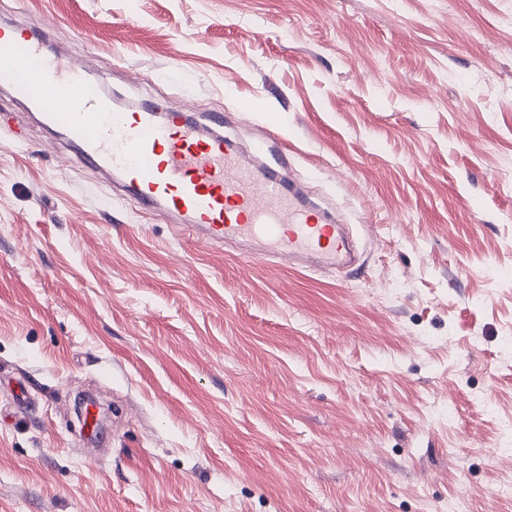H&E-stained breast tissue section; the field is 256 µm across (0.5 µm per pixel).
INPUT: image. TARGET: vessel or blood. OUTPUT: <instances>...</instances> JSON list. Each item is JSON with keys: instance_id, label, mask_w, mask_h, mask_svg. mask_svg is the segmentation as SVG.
Masks as SVG:
<instances>
[{"instance_id": "obj_1", "label": "vessel or blood", "mask_w": 512, "mask_h": 512, "mask_svg": "<svg viewBox=\"0 0 512 512\" xmlns=\"http://www.w3.org/2000/svg\"><path fill=\"white\" fill-rule=\"evenodd\" d=\"M49 35L0 26V81L59 129L72 158L107 188H120L147 215H168L176 233L220 249L265 242L263 256L319 270L345 263L352 241L344 225L305 201L288 178L290 146L258 143L246 162L214 115L201 125L188 112L147 103L116 110L82 68L48 51Z\"/></svg>"}]
</instances>
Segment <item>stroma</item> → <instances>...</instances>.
Listing matches in <instances>:
<instances>
[{
  "instance_id": "stroma-1",
  "label": "stroma",
  "mask_w": 512,
  "mask_h": 512,
  "mask_svg": "<svg viewBox=\"0 0 512 512\" xmlns=\"http://www.w3.org/2000/svg\"><path fill=\"white\" fill-rule=\"evenodd\" d=\"M508 10L0 0L123 103L294 144L358 243L312 273L174 237L0 92V512H512Z\"/></svg>"
}]
</instances>
